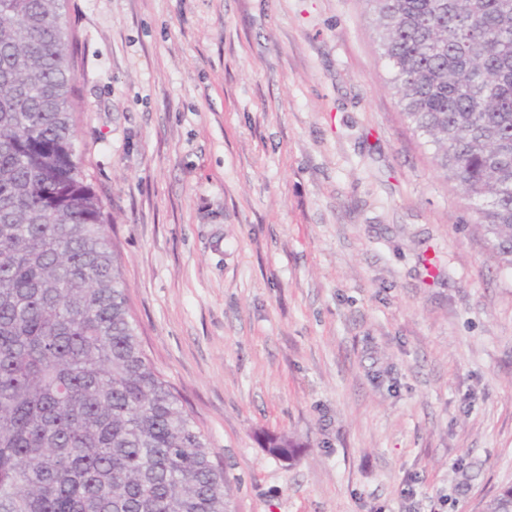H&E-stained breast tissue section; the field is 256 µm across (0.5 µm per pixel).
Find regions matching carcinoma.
Instances as JSON below:
<instances>
[{"mask_svg":"<svg viewBox=\"0 0 512 512\" xmlns=\"http://www.w3.org/2000/svg\"><path fill=\"white\" fill-rule=\"evenodd\" d=\"M406 122L512 269V0H365ZM61 0H0V512H233L75 160ZM298 444L268 439L293 460ZM483 512H512V488Z\"/></svg>","mask_w":512,"mask_h":512,"instance_id":"cac0c4a2","label":"carcinoma"}]
</instances>
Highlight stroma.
<instances>
[{
    "mask_svg": "<svg viewBox=\"0 0 512 512\" xmlns=\"http://www.w3.org/2000/svg\"><path fill=\"white\" fill-rule=\"evenodd\" d=\"M62 13L79 166L235 512H481L512 485V271L404 121L365 0ZM297 448H299L296 441L287 436H273L268 439V448L267 451L270 455L280 460L288 458V461H291L295 458Z\"/></svg>",
    "mask_w": 512,
    "mask_h": 512,
    "instance_id": "1",
    "label": "stroma"
}]
</instances>
